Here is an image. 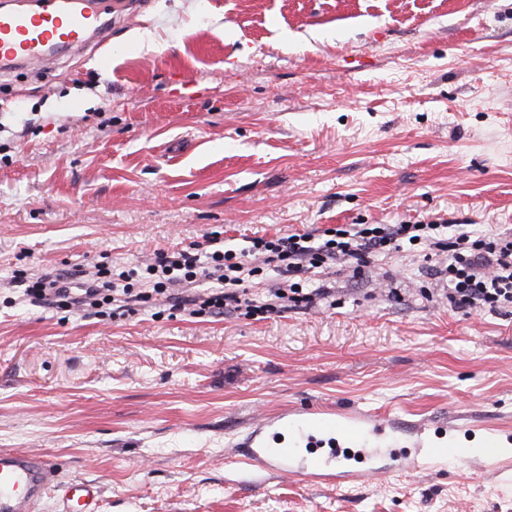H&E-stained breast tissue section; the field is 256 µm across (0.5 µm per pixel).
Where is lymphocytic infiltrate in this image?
Here are the masks:
<instances>
[{
	"instance_id": "lymphocytic-infiltrate-1",
	"label": "lymphocytic infiltrate",
	"mask_w": 512,
	"mask_h": 512,
	"mask_svg": "<svg viewBox=\"0 0 512 512\" xmlns=\"http://www.w3.org/2000/svg\"><path fill=\"white\" fill-rule=\"evenodd\" d=\"M436 251L432 276L450 307L469 311L512 308V235L491 233L478 237L450 231L434 221L416 224H340L321 234L289 233L273 239L252 238L247 250L216 249L206 255L188 250L162 254L147 265L144 274L151 292L134 291L132 272L113 273L103 268L97 278L70 284L46 276L29 282L27 296L51 300L59 308L102 309L117 302L146 300L154 293L172 298L176 285L204 278L216 281L215 292L178 299L191 314L234 315L240 311H271L272 307H311L325 299V288L307 287L303 276L317 268L347 266L353 273L375 257L403 245ZM278 272L281 282L270 289L271 300L254 305L238 287L244 278Z\"/></svg>"
}]
</instances>
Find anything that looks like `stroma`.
Listing matches in <instances>:
<instances>
[{
    "label": "stroma",
    "mask_w": 512,
    "mask_h": 512,
    "mask_svg": "<svg viewBox=\"0 0 512 512\" xmlns=\"http://www.w3.org/2000/svg\"><path fill=\"white\" fill-rule=\"evenodd\" d=\"M503 142L512 0H149L108 44L1 73L0 451L98 482L101 512H512V311L430 295L420 248L314 270L330 300L252 317L98 316L14 281L339 224L512 233ZM286 408L448 431L433 471L341 489L230 465Z\"/></svg>",
    "instance_id": "35a3bbf8"
}]
</instances>
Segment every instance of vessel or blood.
Returning a JSON list of instances; mask_svg holds the SVG:
<instances>
[{
	"label": "vessel or blood",
	"instance_id": "vessel-or-blood-1",
	"mask_svg": "<svg viewBox=\"0 0 512 512\" xmlns=\"http://www.w3.org/2000/svg\"><path fill=\"white\" fill-rule=\"evenodd\" d=\"M112 0H86L85 6L64 10L60 0H42L40 11L29 14L0 9V70L16 65L44 67L51 63L60 46L81 48L88 36L105 37L111 27ZM316 431L339 432L361 441L384 432V417L345 418L338 421L312 412ZM287 415L262 419L235 448L232 464L279 476H292L310 483L340 486L361 478V471L343 464L335 453L306 456L293 448L272 447L269 430L288 428ZM433 462L409 451L391 454L383 472L407 471L422 474ZM61 488L63 512H100L98 484L75 480L61 483L59 465L53 459L33 452L0 454V512H41V503L52 488Z\"/></svg>",
	"mask_w": 512,
	"mask_h": 512
}]
</instances>
